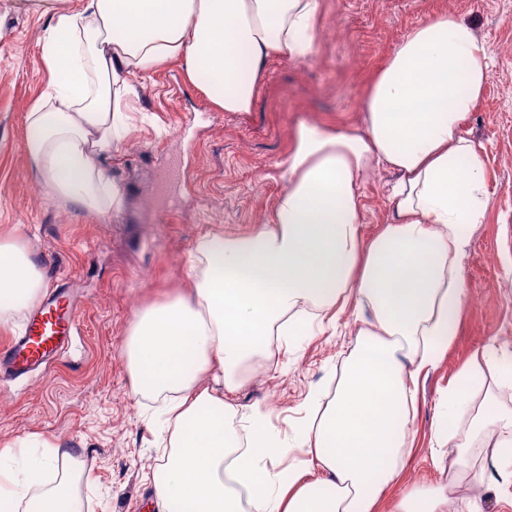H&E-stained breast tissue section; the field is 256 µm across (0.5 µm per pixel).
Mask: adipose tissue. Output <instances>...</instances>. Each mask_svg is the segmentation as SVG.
<instances>
[{
	"mask_svg": "<svg viewBox=\"0 0 512 512\" xmlns=\"http://www.w3.org/2000/svg\"><path fill=\"white\" fill-rule=\"evenodd\" d=\"M51 24L42 58L46 92L27 116L25 149L49 194L88 213L119 212L121 190L97 155L127 131L130 76L177 60L227 112L250 111L268 58H307L318 0H38ZM473 25L439 15L394 48L364 98L361 127L300 124L288 186L260 229L211 236L197 248L191 291L141 308L123 355L135 395L163 399L168 442L152 470L159 512H376L399 477L419 382L443 360L466 288L460 259L466 225L487 205L485 170L462 134L490 78ZM463 78H455L456 68ZM398 175L394 214L373 238L361 224V185L375 167ZM44 286L28 249L0 238V313L27 305ZM368 306L334 397L300 424L301 465L275 481L266 463L288 455L267 417L247 418L248 443L227 398L271 343L289 345L307 322L335 325L348 302ZM477 368L445 395L469 414L458 446L467 457L491 428V455L512 466V406L493 389L471 405ZM44 444L17 479L15 448L0 446V512H81L80 473L48 474L66 457ZM446 480L413 488L396 512H482Z\"/></svg>",
	"mask_w": 512,
	"mask_h": 512,
	"instance_id": "adipose-tissue-1",
	"label": "adipose tissue"
}]
</instances>
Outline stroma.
Here are the masks:
<instances>
[{
    "label": "stroma",
    "instance_id": "1",
    "mask_svg": "<svg viewBox=\"0 0 512 512\" xmlns=\"http://www.w3.org/2000/svg\"><path fill=\"white\" fill-rule=\"evenodd\" d=\"M454 13L489 51L491 76L462 130L480 150L488 204L469 228L461 259L465 305L439 366L419 386L412 449L378 512H394L415 484L442 480L443 395L485 353L512 365V0H318L313 51L271 56L248 112H226L188 79L181 63L133 78L130 130L97 162L123 192L121 212L88 214L56 202L26 154V115L45 91L41 46L49 17L32 0H0V236L32 254L46 288L67 289L77 324L47 371L0 381V445L49 441L82 461V512H144L162 432L135 396L123 344L136 312L192 284L202 239L246 235L267 223L288 185L299 123L357 125L365 93L395 46L427 18ZM395 175L374 169L362 186V231L373 238L394 212ZM368 309L347 308L336 331L300 337L271 355L229 399L292 435L310 396L328 400ZM456 463V461H455ZM457 493L482 512H512V482L489 454L456 463Z\"/></svg>",
    "mask_w": 512,
    "mask_h": 512
}]
</instances>
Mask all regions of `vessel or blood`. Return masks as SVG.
<instances>
[{"label":"vessel or blood","instance_id":"b4317fda","mask_svg":"<svg viewBox=\"0 0 512 512\" xmlns=\"http://www.w3.org/2000/svg\"><path fill=\"white\" fill-rule=\"evenodd\" d=\"M76 318L66 293L51 291L30 311L24 332L0 349V373L22 375L46 364L64 346Z\"/></svg>","mask_w":512,"mask_h":512}]
</instances>
